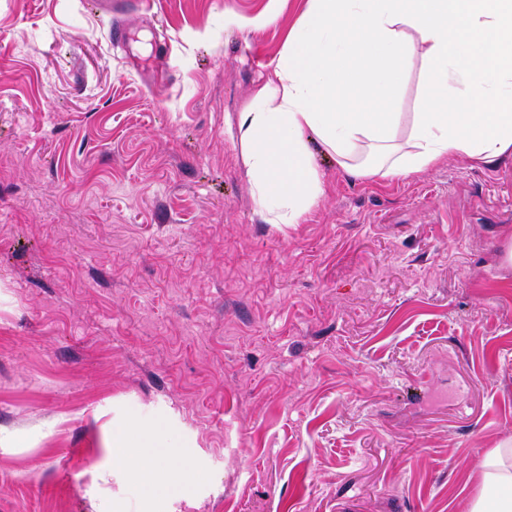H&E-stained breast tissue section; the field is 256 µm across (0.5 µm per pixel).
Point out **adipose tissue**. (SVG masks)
<instances>
[{
  "label": "adipose tissue",
  "instance_id": "1",
  "mask_svg": "<svg viewBox=\"0 0 512 512\" xmlns=\"http://www.w3.org/2000/svg\"><path fill=\"white\" fill-rule=\"evenodd\" d=\"M406 138L393 103L410 68ZM244 162L265 223L295 224L323 192L311 143L360 179L406 177L448 156L512 154V0H307L267 81L239 112ZM108 466L157 489L180 461L113 429ZM469 512H512V445L487 453Z\"/></svg>",
  "mask_w": 512,
  "mask_h": 512
}]
</instances>
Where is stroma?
I'll return each instance as SVG.
<instances>
[{
  "instance_id": "obj_1",
  "label": "stroma",
  "mask_w": 512,
  "mask_h": 512,
  "mask_svg": "<svg viewBox=\"0 0 512 512\" xmlns=\"http://www.w3.org/2000/svg\"><path fill=\"white\" fill-rule=\"evenodd\" d=\"M305 7L0 0V512H468L512 440V155L318 149L260 218L236 117ZM129 419L187 460L155 504ZM108 447V466L112 472L132 473L150 489L162 487L181 465L179 459L169 454L148 452L143 431L128 425L113 429Z\"/></svg>"
}]
</instances>
